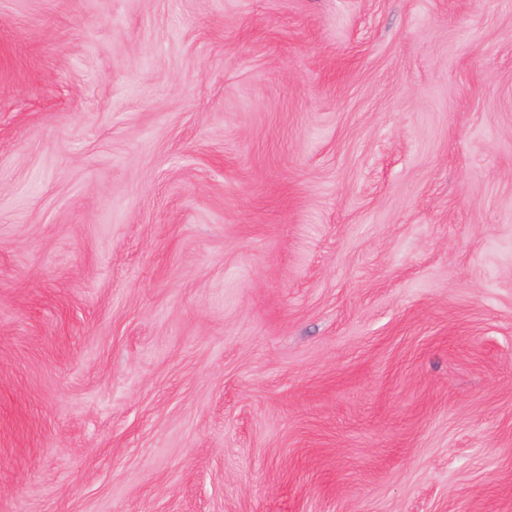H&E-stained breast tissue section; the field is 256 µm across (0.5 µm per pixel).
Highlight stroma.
I'll use <instances>...</instances> for the list:
<instances>
[{
    "label": "stroma",
    "mask_w": 512,
    "mask_h": 512,
    "mask_svg": "<svg viewBox=\"0 0 512 512\" xmlns=\"http://www.w3.org/2000/svg\"><path fill=\"white\" fill-rule=\"evenodd\" d=\"M0 512H512V0H0Z\"/></svg>",
    "instance_id": "stroma-1"
}]
</instances>
